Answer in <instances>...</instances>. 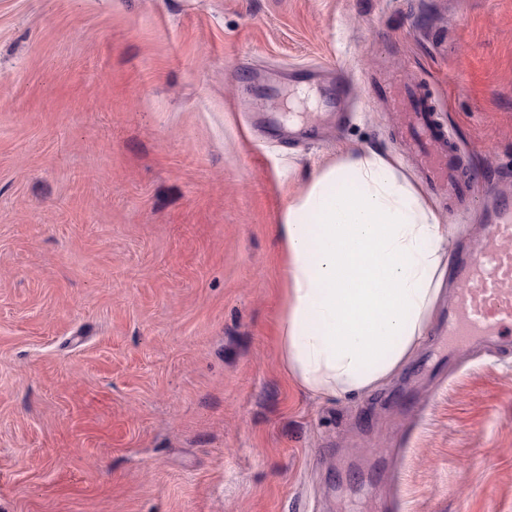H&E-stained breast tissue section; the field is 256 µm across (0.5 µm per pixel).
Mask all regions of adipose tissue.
<instances>
[{
	"label": "adipose tissue",
	"mask_w": 512,
	"mask_h": 512,
	"mask_svg": "<svg viewBox=\"0 0 512 512\" xmlns=\"http://www.w3.org/2000/svg\"><path fill=\"white\" fill-rule=\"evenodd\" d=\"M278 234L286 371L328 398L386 384L443 292L452 235L436 203L383 154L354 151L291 198Z\"/></svg>",
	"instance_id": "ef3b65f1"
}]
</instances>
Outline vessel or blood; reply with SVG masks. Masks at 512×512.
Masks as SVG:
<instances>
[{
	"label": "vessel or blood",
	"mask_w": 512,
	"mask_h": 512,
	"mask_svg": "<svg viewBox=\"0 0 512 512\" xmlns=\"http://www.w3.org/2000/svg\"><path fill=\"white\" fill-rule=\"evenodd\" d=\"M384 97L392 111L417 129V161L431 182L455 196L482 194L493 201L490 221L469 257L459 266L461 286L452 299L450 334L495 336L512 329V196L480 189L466 176L449 140L432 119L431 105L401 83L388 85Z\"/></svg>",
	"instance_id": "b4317fda"
}]
</instances>
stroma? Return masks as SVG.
<instances>
[{
    "instance_id": "35a3bbf8",
    "label": "stroma",
    "mask_w": 512,
    "mask_h": 512,
    "mask_svg": "<svg viewBox=\"0 0 512 512\" xmlns=\"http://www.w3.org/2000/svg\"><path fill=\"white\" fill-rule=\"evenodd\" d=\"M395 80L512 185V0H0V512H512V338L455 343L454 281L381 389L279 357L276 226L349 150L483 233Z\"/></svg>"
}]
</instances>
